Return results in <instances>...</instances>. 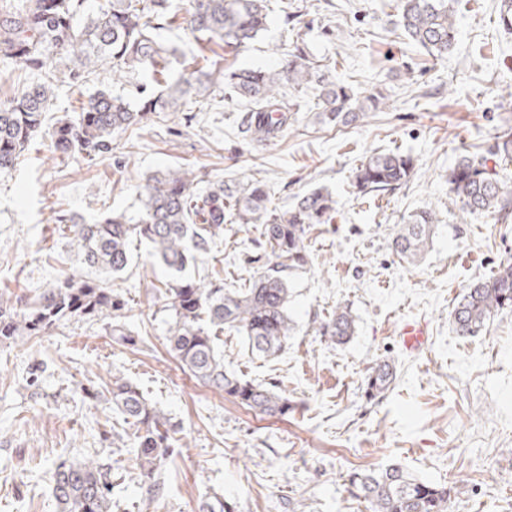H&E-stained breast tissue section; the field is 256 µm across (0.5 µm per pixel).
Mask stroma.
<instances>
[{"mask_svg":"<svg viewBox=\"0 0 512 512\" xmlns=\"http://www.w3.org/2000/svg\"><path fill=\"white\" fill-rule=\"evenodd\" d=\"M292 3L320 73L381 93L383 110L349 127L322 123L312 84L296 91L301 108L278 139L261 146L240 135L246 105L223 85L200 96L189 118L156 112L114 134L111 152L91 162L54 152L40 133L0 176V298L20 309L66 275L88 276L54 216H137L138 188L155 171L191 168L208 185L257 181L282 210L326 188L336 210L330 223L311 226L307 263L290 276L286 350L251 356L233 332L220 344L227 372L269 384L293 410L260 414L182 370L168 352L172 312L158 293L170 275L132 244L128 268L103 279L121 310L0 343V512H58L53 464L90 457L112 467V512H199L214 498L235 512H369L348 496L345 477L390 464L449 487L450 512H512V309L475 337L457 335L450 321L462 289L512 259V221L448 202V174L463 148L487 153L495 133L512 127V33L498 24L501 0H457V46L438 60L397 28L398 0ZM289 45L272 11L266 30L226 56L224 70L277 66ZM142 82L116 84L103 73L59 84L50 114L73 111L104 88L139 100ZM395 149L417 161L407 185L377 200L354 194L364 157ZM424 207L437 214L433 245L410 266L387 239ZM265 254L259 225L228 223L187 273L207 280L219 271L225 287L244 288ZM339 306L356 320L343 346L315 331ZM408 317L431 333L416 356L396 343ZM116 323L127 339L113 336ZM384 360L396 364V380L367 401L364 377ZM116 375L178 428L162 495L143 486L131 432L112 407Z\"/></svg>","mask_w":512,"mask_h":512,"instance_id":"obj_1","label":"stroma"}]
</instances>
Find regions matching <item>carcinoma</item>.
I'll use <instances>...</instances> for the list:
<instances>
[{
  "mask_svg": "<svg viewBox=\"0 0 512 512\" xmlns=\"http://www.w3.org/2000/svg\"><path fill=\"white\" fill-rule=\"evenodd\" d=\"M271 0H105L95 14L84 15V0H22L19 8L0 13V56L40 79L18 97L0 101V174L14 168L18 156L42 131L58 82L72 85L97 72H109L118 81L142 73L161 90L134 105L126 97L99 90L72 115L56 118L51 127L54 150L81 153L93 160L111 150L112 134L140 124L153 112H184L193 98L224 81L248 104L239 122L250 141L267 145L288 125L295 111L288 99L294 90L317 74L314 59L293 39L280 68L243 69L224 78L218 60L173 78V60L185 55L178 46L159 38L158 31L185 26L195 40L238 53L265 30ZM454 0H399L397 25L408 40L433 58L450 53L456 44ZM318 98L323 120L336 126L365 119L382 105L373 93L364 94L343 83L319 80ZM489 158L465 153L448 174L450 203L471 213L512 218V187L504 164L512 161V131L496 137ZM415 160L389 151L372 153L353 173V187L363 197L391 194L405 186L415 172ZM199 176L186 169H167L149 175L140 187L138 219L114 213L88 224L75 216H57L62 233L77 247L81 265L103 275L128 267L130 245L148 244L151 255L172 274L162 295L169 300L172 324L169 351L183 370L198 381L224 392L241 404L267 416H285L288 397L224 370V355L216 340L224 331L243 336L248 350L272 356L284 351L293 330L288 314L290 281L287 273L306 263V238L313 224L331 220L336 201L325 189L300 196L279 211L270 207L268 192L258 183L228 191L213 186L197 189ZM239 224L261 225V236L271 259L246 288H209L185 275L187 267L212 250L214 238L224 232L225 213ZM435 213L422 208L394 227L389 249L414 264L433 244ZM506 308H512V261L501 263L485 280L467 286L451 312L456 333L479 336ZM121 305L99 279L64 278L28 299L18 313L0 298V342L19 336H38L72 318H91ZM355 319L338 307L319 322L318 332L338 345L355 335ZM396 379L389 363L371 368L364 380L367 398L386 392ZM112 405L133 431L140 477L148 491L163 492L164 463L177 439L170 420L149 402L133 382L112 376ZM50 481L60 512H112L111 467L95 461H62ZM346 490L363 499L369 512H449L451 490L390 465L379 471H352Z\"/></svg>",
  "mask_w": 512,
  "mask_h": 512,
  "instance_id": "obj_1",
  "label": "carcinoma"
}]
</instances>
